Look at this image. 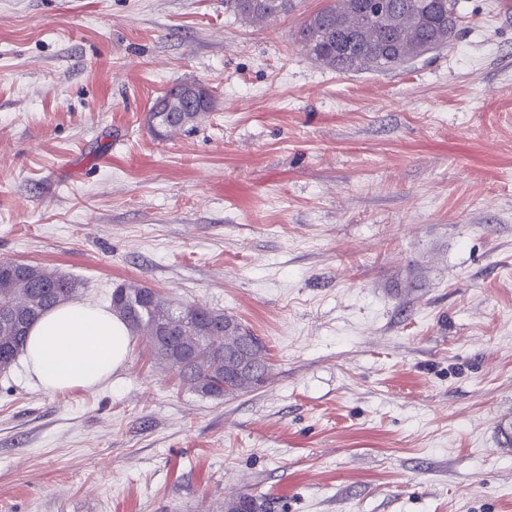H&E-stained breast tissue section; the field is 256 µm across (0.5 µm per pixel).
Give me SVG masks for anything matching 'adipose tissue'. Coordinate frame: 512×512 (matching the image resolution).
Segmentation results:
<instances>
[{
	"mask_svg": "<svg viewBox=\"0 0 512 512\" xmlns=\"http://www.w3.org/2000/svg\"><path fill=\"white\" fill-rule=\"evenodd\" d=\"M130 343L126 324L112 312L65 303L33 324L23 361L45 391L89 390L124 365Z\"/></svg>",
	"mask_w": 512,
	"mask_h": 512,
	"instance_id": "obj_1",
	"label": "adipose tissue"
}]
</instances>
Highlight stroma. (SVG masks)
<instances>
[{"instance_id": "35a3bbf8", "label": "stroma", "mask_w": 512, "mask_h": 512, "mask_svg": "<svg viewBox=\"0 0 512 512\" xmlns=\"http://www.w3.org/2000/svg\"><path fill=\"white\" fill-rule=\"evenodd\" d=\"M224 0H0V259L236 316L272 378L218 401L134 338L97 387L0 373V512H512V0L341 73ZM209 90L157 138L155 99ZM202 86L200 84H178L161 95L154 103L153 112L150 113V120L154 125H149L151 131L157 137H167L174 132L194 127L206 112L212 111L214 101L208 92V99L204 104H196L195 101L185 94L190 87ZM178 99L180 112H168L171 104L165 112H154L167 99ZM265 496L259 488H249L235 499H225L224 512H259L264 507Z\"/></svg>"}]
</instances>
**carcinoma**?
<instances>
[{"label":"carcinoma","mask_w":512,"mask_h":512,"mask_svg":"<svg viewBox=\"0 0 512 512\" xmlns=\"http://www.w3.org/2000/svg\"><path fill=\"white\" fill-rule=\"evenodd\" d=\"M458 0H332L310 15L298 30L307 55L339 72L392 71L449 47L457 37ZM292 0H224V9L241 19H272L288 14ZM178 84L161 95L178 100V112H151L157 137L194 127L214 108L213 97L197 104ZM81 281L39 264L0 259V371L21 353L30 327L49 309L75 299ZM112 313L131 335H146L145 347L158 363L171 369L188 389L216 400L232 399L265 386L272 367L264 340L239 323L224 329L226 313L196 306L191 313L173 307L160 292L136 283L116 285ZM259 356L251 378L240 380L224 369V346L240 336ZM265 493L250 488L224 501V512H261Z\"/></svg>","instance_id":"carcinoma-1"}]
</instances>
